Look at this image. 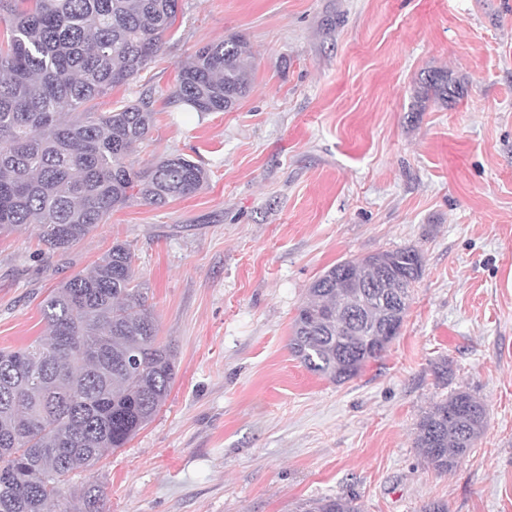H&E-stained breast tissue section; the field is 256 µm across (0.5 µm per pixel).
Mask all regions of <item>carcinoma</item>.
Returning <instances> with one entry per match:
<instances>
[{
  "label": "carcinoma",
  "mask_w": 512,
  "mask_h": 512,
  "mask_svg": "<svg viewBox=\"0 0 512 512\" xmlns=\"http://www.w3.org/2000/svg\"><path fill=\"white\" fill-rule=\"evenodd\" d=\"M179 0H0V236L39 228L46 255L63 254L106 223L113 210L189 198L208 173L183 155L137 168L128 157L146 141L154 112L143 95L110 112L91 105L147 69L163 52ZM244 38L198 47L178 66L174 102L200 115L230 112L251 88ZM460 97L444 70L422 79L417 99ZM352 258L326 270L294 319L290 349L311 372L336 383L360 375L390 342L372 332L406 317L422 274L411 248ZM365 284L345 288L340 270ZM134 254L116 242L88 272L43 301L46 335L0 350V512H49L71 474L92 470L106 449L124 447L166 400L176 375L158 341L147 295L134 285ZM488 426L484 405L458 391L432 404L415 447L435 471L452 470ZM81 512H104L102 486L81 488ZM295 512H359L352 499L324 496Z\"/></svg>",
  "instance_id": "1"
}]
</instances>
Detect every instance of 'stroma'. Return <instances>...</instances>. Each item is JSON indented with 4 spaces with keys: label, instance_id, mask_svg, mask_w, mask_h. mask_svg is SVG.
<instances>
[{
    "label": "stroma",
    "instance_id": "stroma-1",
    "mask_svg": "<svg viewBox=\"0 0 512 512\" xmlns=\"http://www.w3.org/2000/svg\"><path fill=\"white\" fill-rule=\"evenodd\" d=\"M234 34L253 66L236 109L173 103L178 64ZM439 68L463 99L417 109ZM144 94L154 127L132 161L181 154L207 185L115 210L44 261L37 227L0 238V349L43 336V299L119 241L174 354L154 420L73 485L97 481L106 512H290L323 496L512 512V0H179L162 55L95 109ZM404 247L423 272L386 355L342 384L309 371L289 340L313 281ZM459 390L488 427L439 474L415 427Z\"/></svg>",
    "mask_w": 512,
    "mask_h": 512
}]
</instances>
